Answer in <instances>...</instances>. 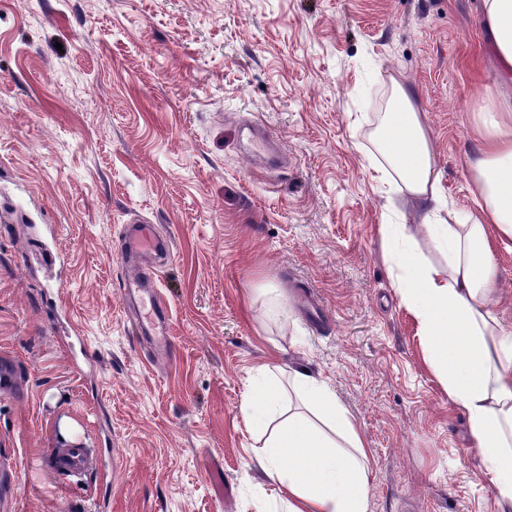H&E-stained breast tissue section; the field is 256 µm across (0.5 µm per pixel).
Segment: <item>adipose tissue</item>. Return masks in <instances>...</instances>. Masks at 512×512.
Masks as SVG:
<instances>
[{
	"instance_id": "1",
	"label": "adipose tissue",
	"mask_w": 512,
	"mask_h": 512,
	"mask_svg": "<svg viewBox=\"0 0 512 512\" xmlns=\"http://www.w3.org/2000/svg\"><path fill=\"white\" fill-rule=\"evenodd\" d=\"M490 50L501 84H512V0H481ZM413 91L391 83V107L365 152L369 170L389 191L424 212L418 228L381 227L384 261L401 301L430 345V364L470 426L485 476L512 512V330L494 309L495 251L512 240V100L495 98L482 116V143L470 159L477 209L447 206L439 193L424 116ZM424 233L443 265L423 262ZM244 413L256 432L258 465L284 492L277 512H367L368 451L347 410L311 371L280 380L260 370Z\"/></svg>"
}]
</instances>
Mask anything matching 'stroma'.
<instances>
[{"label":"stroma","instance_id":"obj_1","mask_svg":"<svg viewBox=\"0 0 512 512\" xmlns=\"http://www.w3.org/2000/svg\"><path fill=\"white\" fill-rule=\"evenodd\" d=\"M481 0H0V498L9 512H257L277 488L242 408L264 365L308 368L368 450L367 512H499L468 422L382 258L388 202L358 150L408 85L440 191L472 209L498 80ZM255 127L284 161L246 150ZM170 239L171 353L122 296L127 221ZM275 289L279 311L264 289ZM313 295L324 312L313 321ZM112 450L46 463L62 424ZM221 471L222 499L211 474ZM49 467L66 477H82L98 465L88 448L74 446L56 450L51 457Z\"/></svg>","mask_w":512,"mask_h":512}]
</instances>
